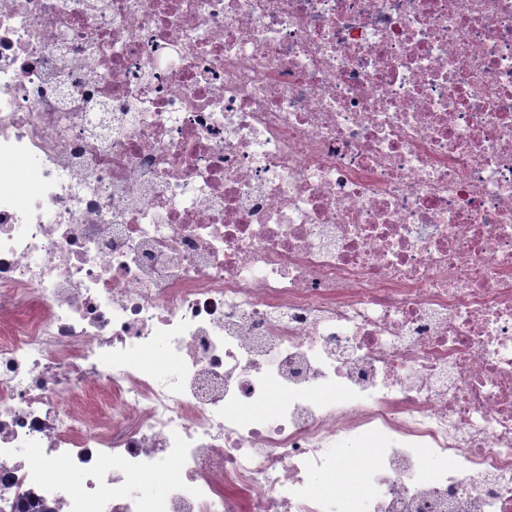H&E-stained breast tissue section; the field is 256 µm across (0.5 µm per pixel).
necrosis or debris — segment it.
Returning a JSON list of instances; mask_svg holds the SVG:
<instances>
[{
  "label": "necrosis or debris",
  "mask_w": 512,
  "mask_h": 512,
  "mask_svg": "<svg viewBox=\"0 0 512 512\" xmlns=\"http://www.w3.org/2000/svg\"><path fill=\"white\" fill-rule=\"evenodd\" d=\"M26 498L512 512V0H0Z\"/></svg>",
  "instance_id": "4bbe7bcc"
}]
</instances>
